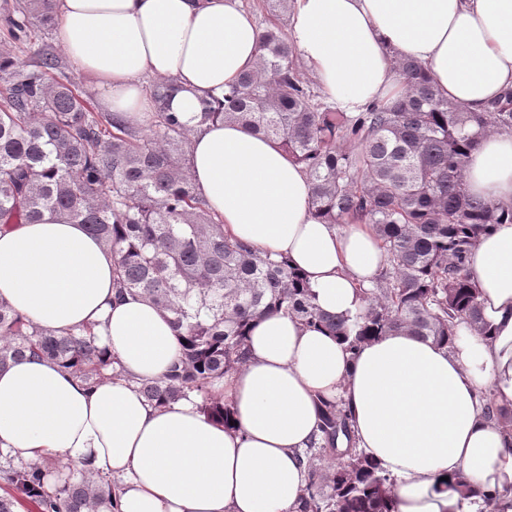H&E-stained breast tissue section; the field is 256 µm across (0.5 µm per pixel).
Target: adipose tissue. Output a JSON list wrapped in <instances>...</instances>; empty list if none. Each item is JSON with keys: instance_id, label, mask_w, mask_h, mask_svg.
Segmentation results:
<instances>
[{"instance_id": "ef3b65f1", "label": "adipose tissue", "mask_w": 512, "mask_h": 512, "mask_svg": "<svg viewBox=\"0 0 512 512\" xmlns=\"http://www.w3.org/2000/svg\"><path fill=\"white\" fill-rule=\"evenodd\" d=\"M56 40L101 108L142 127L154 103L144 79H172V111L255 67L260 31L242 0H53ZM289 39L326 100L350 115L404 92L396 57L418 60L440 93L484 111L512 87V0H292ZM197 192L233 239L282 255L324 311L353 317L386 263L365 224L338 228L309 210L302 167L242 125L194 130ZM469 191L512 206V134L484 137L469 157ZM114 254L84 226L47 213L0 229V300L39 327H92L123 376L88 387L36 357L0 372V452L57 457L116 478L119 512H296L320 400L350 412L359 450L396 479L394 512H512V433L485 414L512 412V223L471 254L489 336L458 323L441 346L403 333L359 353L280 313L250 330V360L217 386L234 412L224 428L189 396L155 407L139 391L180 354L168 312L116 301ZM464 475L472 492L447 488ZM492 502H485V494Z\"/></svg>"}]
</instances>
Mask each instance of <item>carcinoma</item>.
Masks as SVG:
<instances>
[{
	"label": "carcinoma",
	"mask_w": 512,
	"mask_h": 512,
	"mask_svg": "<svg viewBox=\"0 0 512 512\" xmlns=\"http://www.w3.org/2000/svg\"><path fill=\"white\" fill-rule=\"evenodd\" d=\"M0 12L10 36L0 46V226L35 224L46 212L83 225L117 256L118 296L146 297L172 315L181 354L163 379L142 383L149 401L166 407L194 394L207 417L230 425L212 386L249 360L248 330L270 311L331 329L353 353L389 333L449 343L461 320L486 331L469 261L482 234L512 223V209L470 195L465 171L484 136L512 133V88L466 112L400 57L403 96L348 116L311 90L294 45L272 26L223 107L201 102V121L241 123L304 167L316 218L373 227L387 265L351 321L319 309L285 258L224 235L194 187L193 128L170 111L173 81L152 86L154 121L139 127L102 111L44 40L53 0H3ZM28 354L90 387L121 376L91 329L58 336L0 301V371ZM300 463L299 512H392L394 479L357 450L341 403L320 402ZM55 470L51 458L23 464L0 452V512L23 501L35 512H117L116 482Z\"/></svg>",
	"instance_id": "carcinoma-1"
}]
</instances>
